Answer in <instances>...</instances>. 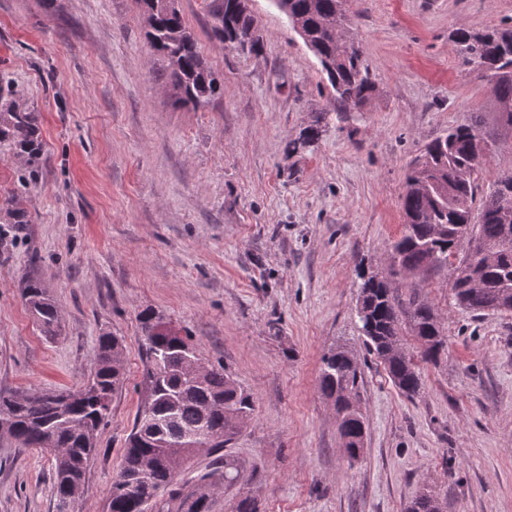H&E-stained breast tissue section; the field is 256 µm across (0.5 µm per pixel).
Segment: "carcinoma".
I'll return each instance as SVG.
<instances>
[{
	"label": "carcinoma",
	"mask_w": 512,
	"mask_h": 512,
	"mask_svg": "<svg viewBox=\"0 0 512 512\" xmlns=\"http://www.w3.org/2000/svg\"><path fill=\"white\" fill-rule=\"evenodd\" d=\"M212 34L224 47L239 39L257 50L256 19L237 17L232 26L225 16L236 0H214ZM146 10V36L166 63L176 103L204 107L221 90V79L205 63L194 35L181 14L161 0H137ZM340 0H288V11L303 19L312 36L314 55L332 57L325 70L334 92L336 111L349 112L368 103L376 87L355 42L336 40L327 25ZM461 66L490 86L498 100L512 101V26L484 32L459 29L454 34ZM476 124L459 125L427 143L420 152L425 165L411 167L402 199L404 230L390 244L393 261L408 275L447 268L453 279L457 305L470 313L512 311V173L500 176L492 192L476 200V174L486 156L475 150ZM29 164L41 155L38 118L11 105L0 108V143ZM10 224H27L16 196L4 198ZM22 298L44 335L60 334L61 311L43 282L34 277L23 283ZM358 301L360 331L368 352L385 365L396 388L408 397L421 386L417 365L404 352L386 355L400 345L402 317L424 346L423 359L435 361L446 347L442 323L419 295L401 300L373 275L361 276ZM144 368L141 405L124 448L116 476L134 489L122 491L112 482L107 512H211L214 498L226 486L246 482L242 463L222 453L254 411V400L222 369L185 359L189 337L166 336L163 323L151 311L140 315ZM358 366L352 353L334 347L322 357L320 390L332 400L339 415V433L350 460L364 449L366 424L357 406ZM123 342L109 333L98 337L85 395L65 406L57 397L63 390L29 389L0 392V438L21 448H45L53 453L55 512H75L85 476L97 451V434L109 418L112 397L123 385ZM202 434L214 439L207 448L189 447L188 438ZM205 455L204 470L182 482L181 467L192 456ZM256 473V470L249 471ZM407 512H443L432 492L415 498Z\"/></svg>",
	"instance_id": "cac0c4a2"
}]
</instances>
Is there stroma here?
Listing matches in <instances>:
<instances>
[{
	"instance_id": "obj_1",
	"label": "stroma",
	"mask_w": 512,
	"mask_h": 512,
	"mask_svg": "<svg viewBox=\"0 0 512 512\" xmlns=\"http://www.w3.org/2000/svg\"><path fill=\"white\" fill-rule=\"evenodd\" d=\"M223 80L206 107H179L136 0H0V82L37 113L39 165L0 146V197L29 222L0 226V391L75 389L101 333L121 337L126 381L101 427L76 512H106L141 401L139 315L190 336L199 357L251 393L226 451L258 466L263 512H406L423 490L447 512H512V312L454 304L448 270L396 286L438 313L447 347L418 364L413 396L369 354L358 274L386 266L402 231L411 161L448 128L480 123L478 196L512 172V128L489 86L460 66L452 34L512 23V0H353V33L376 84L366 111L336 115L320 64L276 0H253L258 52L211 35L213 0H177ZM314 146L293 148L313 120ZM50 288L61 334L22 298ZM360 370L364 450L346 456L320 390L322 356ZM53 457L0 440V512H55ZM22 298L44 335L51 338L58 336L61 331V311L43 282L38 278H27L23 283Z\"/></svg>"
}]
</instances>
